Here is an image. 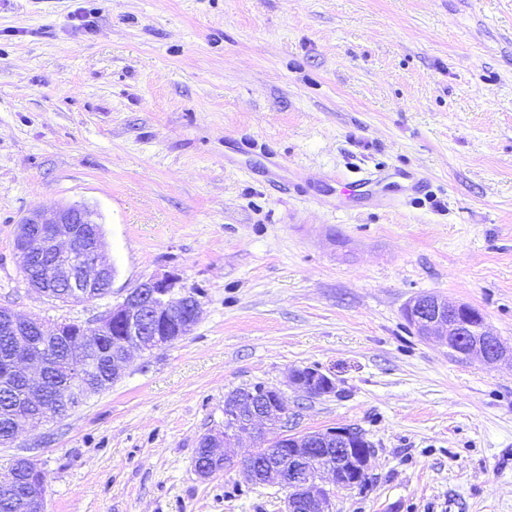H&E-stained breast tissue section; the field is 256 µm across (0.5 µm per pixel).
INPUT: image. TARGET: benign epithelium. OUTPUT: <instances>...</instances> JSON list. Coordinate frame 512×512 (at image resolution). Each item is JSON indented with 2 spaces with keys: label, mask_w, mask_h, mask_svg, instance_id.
<instances>
[{
  "label": "benign epithelium",
  "mask_w": 512,
  "mask_h": 512,
  "mask_svg": "<svg viewBox=\"0 0 512 512\" xmlns=\"http://www.w3.org/2000/svg\"><path fill=\"white\" fill-rule=\"evenodd\" d=\"M35 246L46 250L50 277L67 288V299L76 303L91 301L97 288L112 292L115 269L104 257L105 243L92 211L80 206H61L49 212L36 211L27 218L15 238V250L25 275ZM464 311L460 303L423 294L406 303L404 316L419 335L434 338L451 350L459 347L470 359L488 365L512 359V351L504 347L486 321H480L477 327L461 323ZM200 313L198 294L184 285L180 275L171 272L152 276L128 291L96 318L93 328L67 320L48 326L38 318L19 317L1 307L0 318L9 325L14 350L0 366V376L5 381H23L28 401L38 404L45 398V382L54 355L48 347L33 352L27 347V337L36 334L47 341L80 343L70 363L82 371L93 366L87 338L114 331L120 336L119 350L112 357V380L116 381L124 374L132 351L170 346L190 334ZM289 383L308 399L323 395L324 390L335 385L330 376L309 367L293 369ZM224 408L235 410L238 424L202 438L212 460V468H196L202 478L236 463L250 471L251 452L242 454L236 462L227 449L234 447L243 434L253 435L263 443L267 431L288 424L287 402L275 388L268 389L256 401L227 397ZM256 452L276 462L269 477L283 493V512H333L336 493L355 487L374 455L367 448L365 437L354 427H333L317 434H283ZM46 493L45 474L35 465L21 484L13 470L0 471V499L21 498L26 512H44Z\"/></svg>",
  "instance_id": "7a95c632"
}]
</instances>
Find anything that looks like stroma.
I'll list each match as a JSON object with an SVG mask.
<instances>
[{
  "label": "stroma",
  "instance_id": "obj_1",
  "mask_svg": "<svg viewBox=\"0 0 512 512\" xmlns=\"http://www.w3.org/2000/svg\"><path fill=\"white\" fill-rule=\"evenodd\" d=\"M381 167L429 193H344ZM70 205L116 269L90 302L30 288L14 251ZM165 272L200 292L193 331L0 445L45 473L46 512H281L274 485L195 470L256 383L292 430L372 442L334 512H512V364L403 315L434 293L512 349V0H0V306L86 323ZM304 367L334 393L289 387ZM290 385L302 396L311 399L324 396L329 387L335 385L334 380L315 368H295L289 374Z\"/></svg>",
  "mask_w": 512,
  "mask_h": 512
}]
</instances>
